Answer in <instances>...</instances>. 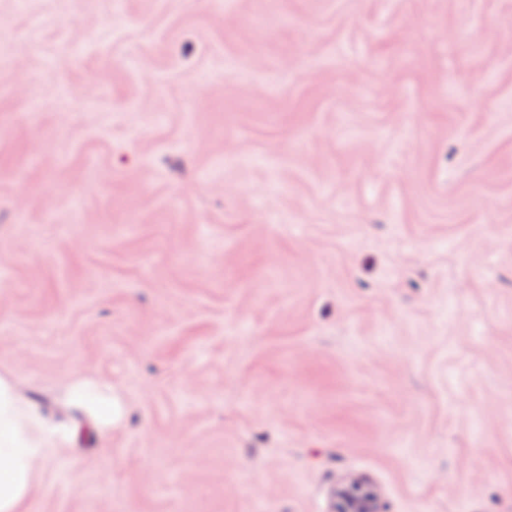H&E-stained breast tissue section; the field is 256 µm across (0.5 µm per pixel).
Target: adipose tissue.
Listing matches in <instances>:
<instances>
[{
  "mask_svg": "<svg viewBox=\"0 0 512 512\" xmlns=\"http://www.w3.org/2000/svg\"><path fill=\"white\" fill-rule=\"evenodd\" d=\"M66 402L76 408L80 423H52L18 394L15 374L0 366V512H23L43 462L75 447L82 437L111 431L122 415L110 385L93 376L68 379Z\"/></svg>",
  "mask_w": 512,
  "mask_h": 512,
  "instance_id": "adipose-tissue-1",
  "label": "adipose tissue"
}]
</instances>
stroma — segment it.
<instances>
[{"instance_id": "obj_1", "label": "stroma", "mask_w": 512, "mask_h": 512, "mask_svg": "<svg viewBox=\"0 0 512 512\" xmlns=\"http://www.w3.org/2000/svg\"><path fill=\"white\" fill-rule=\"evenodd\" d=\"M0 364L27 512H512V0H0ZM78 424L56 425L18 394L15 374L0 366V512H24L43 462L82 439ZM65 401L79 411L82 422L88 427L86 438H93L112 431V424L122 415V407L112 397V387L93 376L68 379L63 386ZM334 499V512L383 511L378 495L364 481H353L338 488Z\"/></svg>"}]
</instances>
